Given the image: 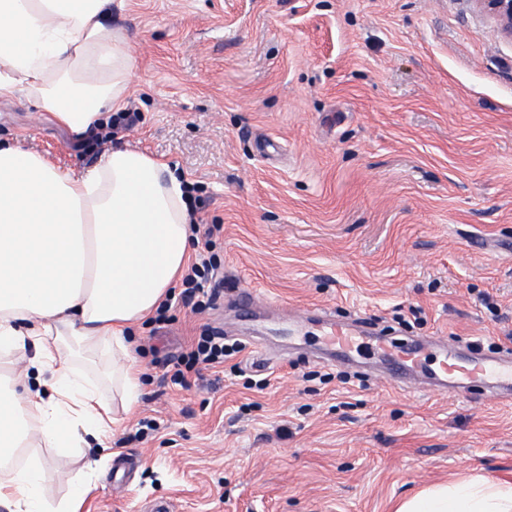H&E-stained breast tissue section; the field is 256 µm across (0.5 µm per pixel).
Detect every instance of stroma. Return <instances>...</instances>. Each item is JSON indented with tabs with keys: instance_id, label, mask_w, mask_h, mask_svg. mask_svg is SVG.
<instances>
[{
	"instance_id": "1",
	"label": "stroma",
	"mask_w": 512,
	"mask_h": 512,
	"mask_svg": "<svg viewBox=\"0 0 512 512\" xmlns=\"http://www.w3.org/2000/svg\"><path fill=\"white\" fill-rule=\"evenodd\" d=\"M110 21L136 59L119 143L192 185L224 287L135 329L142 395L112 458L22 451L44 499L89 477L80 512H395L434 484L512 479V403L360 379L324 359L319 319L416 311L412 335L504 344L512 41L471 0H114ZM0 140L69 168L102 156L21 99L0 102ZM241 288L266 298L253 317ZM207 329L242 343L237 368L174 384Z\"/></svg>"
}]
</instances>
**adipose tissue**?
<instances>
[{"mask_svg":"<svg viewBox=\"0 0 512 512\" xmlns=\"http://www.w3.org/2000/svg\"><path fill=\"white\" fill-rule=\"evenodd\" d=\"M112 0H0V101L23 97L83 137L125 105L135 68L112 28ZM194 254L190 195L171 165L116 147L85 171L0 143V464L32 437L52 448L104 445L140 398L126 337L152 314ZM74 337L112 357L111 407L60 351ZM39 460L0 481L5 512H77L85 485L51 506ZM396 512H512V481L434 485Z\"/></svg>","mask_w":512,"mask_h":512,"instance_id":"1","label":"adipose tissue"}]
</instances>
